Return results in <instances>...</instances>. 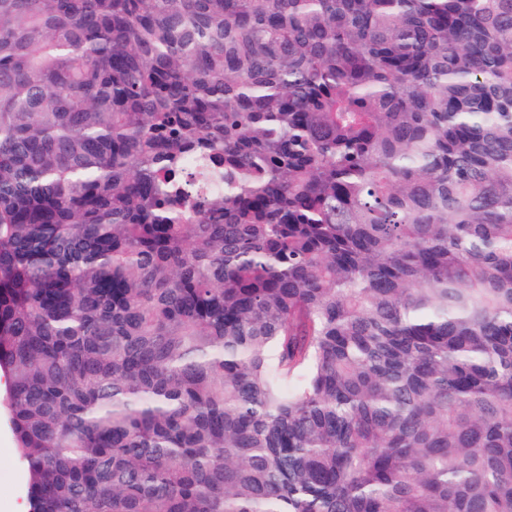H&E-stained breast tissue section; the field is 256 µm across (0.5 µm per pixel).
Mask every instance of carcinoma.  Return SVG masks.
I'll return each mask as SVG.
<instances>
[{"label": "carcinoma", "instance_id": "1", "mask_svg": "<svg viewBox=\"0 0 512 512\" xmlns=\"http://www.w3.org/2000/svg\"><path fill=\"white\" fill-rule=\"evenodd\" d=\"M0 375L29 512H512V0H0Z\"/></svg>", "mask_w": 512, "mask_h": 512}]
</instances>
